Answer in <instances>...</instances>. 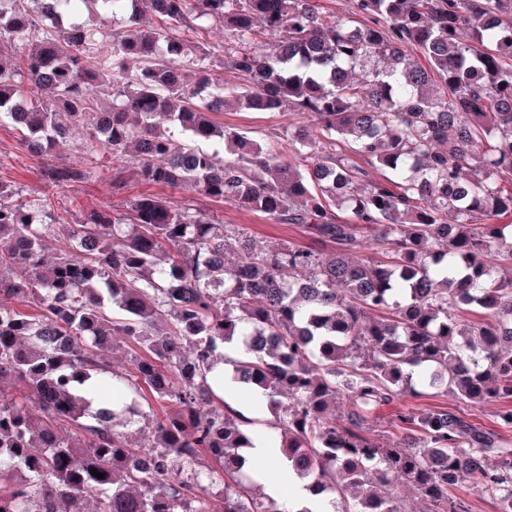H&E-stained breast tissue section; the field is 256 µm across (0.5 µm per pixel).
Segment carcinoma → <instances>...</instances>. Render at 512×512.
Returning a JSON list of instances; mask_svg holds the SVG:
<instances>
[{"mask_svg":"<svg viewBox=\"0 0 512 512\" xmlns=\"http://www.w3.org/2000/svg\"><path fill=\"white\" fill-rule=\"evenodd\" d=\"M347 4L0 0V122L36 158L88 130L46 184L106 170L115 194L135 178L310 239L265 245L158 194L62 224L1 181L0 512H311L252 481L250 422L217 393L242 385L275 416L277 470L332 512H408L399 480L426 512H466L470 486L512 512V0ZM217 27L230 88L182 38ZM228 105L301 118L294 158L216 124ZM419 386L499 406L494 425L397 404ZM143 402L161 415L133 446Z\"/></svg>","mask_w":512,"mask_h":512,"instance_id":"cac0c4a2","label":"carcinoma"}]
</instances>
